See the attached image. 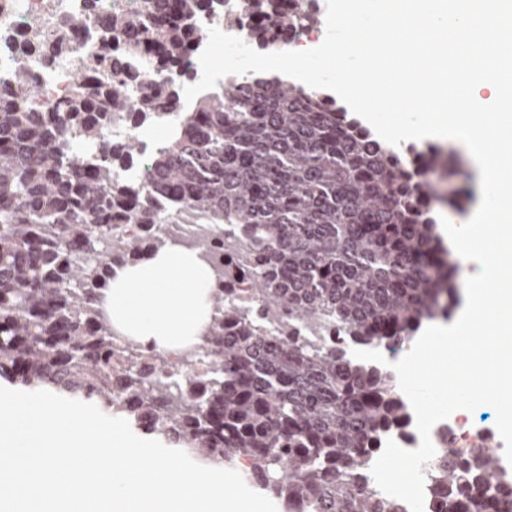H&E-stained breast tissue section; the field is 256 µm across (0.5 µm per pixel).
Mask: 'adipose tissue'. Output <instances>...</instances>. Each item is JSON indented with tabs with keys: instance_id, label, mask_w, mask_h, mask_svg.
Returning <instances> with one entry per match:
<instances>
[{
	"instance_id": "adipose-tissue-1",
	"label": "adipose tissue",
	"mask_w": 512,
	"mask_h": 512,
	"mask_svg": "<svg viewBox=\"0 0 512 512\" xmlns=\"http://www.w3.org/2000/svg\"><path fill=\"white\" fill-rule=\"evenodd\" d=\"M212 284L196 251L164 245L145 261L115 267L103 305L113 329L132 342L186 350L211 322Z\"/></svg>"
}]
</instances>
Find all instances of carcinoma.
Masks as SVG:
<instances>
[{"label":"carcinoma","mask_w":512,"mask_h":512,"mask_svg":"<svg viewBox=\"0 0 512 512\" xmlns=\"http://www.w3.org/2000/svg\"><path fill=\"white\" fill-rule=\"evenodd\" d=\"M213 2L150 0L148 13L102 20L103 35L124 40L132 59L177 65ZM243 3L251 39L266 46L315 22L280 0ZM101 61L75 75L62 112L29 111L35 87L22 77L0 102V382L92 403L214 462L249 459L256 481L306 512H402L367 482L378 441L405 419L383 369L292 328L269 333L222 287L203 334L209 370L174 380L156 351L114 344L99 299L113 267L145 259L163 225L198 214L224 225L226 245L248 238L263 309L288 310L294 325L327 318L356 344L393 353L459 302L434 210L420 201L429 184L415 150L380 141L320 92L256 76L179 113L149 162L147 203L112 176L116 161L137 157V140L109 143L89 164L69 157L71 132L99 139L106 117L142 122L156 108L151 71L135 73V98L121 75L101 92ZM117 219L147 235L112 249ZM494 465L485 451L443 459L441 512H505L502 493L485 489Z\"/></svg>","instance_id":"1"}]
</instances>
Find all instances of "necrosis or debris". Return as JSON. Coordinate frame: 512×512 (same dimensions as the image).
Wrapping results in <instances>:
<instances>
[{
    "mask_svg": "<svg viewBox=\"0 0 512 512\" xmlns=\"http://www.w3.org/2000/svg\"><path fill=\"white\" fill-rule=\"evenodd\" d=\"M147 9V0H0V94H7L16 78L24 76L40 89L31 107L37 112H54L65 104L74 89L73 73L87 60L88 50L120 63L124 60L122 48L111 41L89 47L84 30L73 28L68 19L82 13L89 18L110 14H141ZM253 24L244 11L241 0H224L222 10L203 15L197 22L192 51L180 65L163 68L159 80L165 85L184 88L195 84L201 77L199 55L208 41L209 28L247 38ZM182 102H164L149 124L134 123L112 117L103 126L106 140L118 144L136 138L141 146L137 161L114 167L115 178L144 190L146 170L157 144L156 131L171 134L178 123ZM208 237L215 261L225 262L234 269L231 282L232 298L241 310L255 313L259 306L252 291V268L243 258L224 248L221 225L190 221L169 227L170 243L187 248L197 238ZM497 429L476 427L469 412L459 410L438 422L431 431L436 449L455 448L462 453H476L485 439L497 437Z\"/></svg>",
    "mask_w": 512,
    "mask_h": 512,
    "instance_id": "necrosis-or-debris-1",
    "label": "necrosis or debris"
}]
</instances>
